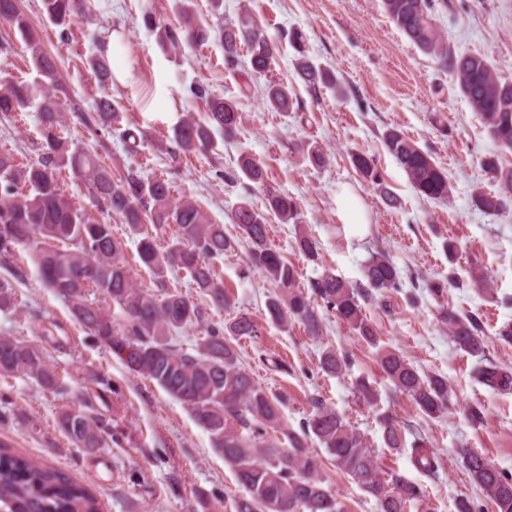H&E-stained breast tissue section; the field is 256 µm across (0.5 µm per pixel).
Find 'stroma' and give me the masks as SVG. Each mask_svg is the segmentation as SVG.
Returning a JSON list of instances; mask_svg holds the SVG:
<instances>
[{
  "instance_id": "1",
  "label": "stroma",
  "mask_w": 512,
  "mask_h": 512,
  "mask_svg": "<svg viewBox=\"0 0 512 512\" xmlns=\"http://www.w3.org/2000/svg\"><path fill=\"white\" fill-rule=\"evenodd\" d=\"M90 21H77L68 38L43 21L41 0H20L21 9L38 23L44 49L55 58L69 96L83 108L101 97L123 108L122 124L146 136L138 154H128L118 136L107 139V163L114 169L142 167L146 175L168 179L175 198L200 205L208 223L235 235L234 212L242 199L261 204V189H248L245 179L229 183L238 171L237 159L247 153L259 160L268 184L297 198L301 224L271 219L268 241L298 273L308 288L324 270L352 284L362 282V265L372 251L391 255L403 278L398 290L371 298L364 312L382 344L399 351L411 364L445 376L454 396L448 414L429 419L410 399L383 379L375 354L360 337L331 313L322 315V332L310 336L300 323L288 330L271 324L265 303L273 285L247 262V245L217 260L216 270L231 297L229 308L211 307L185 271L166 273L169 286L182 290L204 306L210 323L224 325L241 313L259 326L253 337L234 345L241 364L256 382L278 396L284 428L299 432L313 412L312 397L343 415L367 438L379 469L420 484L428 512H455L457 499H470L477 512L492 505L472 483L459 456L460 449L487 457L490 464L512 475V392L498 393L476 383L474 360L450 341L438 321L440 301L481 320L487 354L512 368V344L499 337L512 325V211L484 213L471 197L495 195L500 185L482 170L486 154L495 151L486 126L460 94L448 70L424 54L387 18L382 0H224L225 18L249 7L268 34L280 42V54L267 78L251 80L246 67L226 70L218 41L168 54L155 32L142 20L152 10L160 23L174 26L179 18L174 0H93ZM434 17L450 48L458 54H480L491 60L501 79L512 81V0H434ZM119 34L120 50L108 53L112 71H125V82L100 84L87 61L96 53L100 35ZM303 34V48L325 66L343 87L311 91L294 67L296 51L288 35ZM24 81L36 77L13 30L0 23V77ZM281 79L293 87V109L269 111L262 99L266 79ZM240 101L242 124L230 138L216 136L205 154H169L172 129L185 113L204 111L205 103L191 97L195 85ZM249 97H242L243 87ZM395 127L414 140L448 174L452 193L447 202L420 198L405 172L385 150L381 135ZM38 112L26 109L19 120L0 124V152L18 162L38 156ZM326 155L323 166L307 159L309 145ZM372 158L384 185L373 186L357 174L351 155ZM353 192L364 210L362 224L342 223L336 198ZM308 234L320 244L309 259L297 240ZM457 245L456 260L444 250L446 240ZM480 270L493 293L484 295L471 280ZM455 281L444 299L427 290L426 280ZM16 289V307L0 311V335L34 339L35 318L53 322L61 346L50 354L63 387L42 391L33 380L0 377V441L20 456L60 469L86 486L97 498L100 512H236L243 495L234 473L210 443L208 434L184 406L154 381L130 372L70 316L66 305L42 288L36 268L24 248L0 259V283ZM350 358L338 376L322 372L324 349ZM100 384H92L91 376ZM368 379L376 387V402L360 399L356 384ZM91 396L112 430L108 447L89 455L74 448L57 424L62 407L78 405ZM479 411L481 420L471 418ZM400 420L406 437L422 435L438 459L436 474L419 472L408 454L386 448L380 418ZM319 474L341 501L345 512H377L373 497L343 474L316 442Z\"/></svg>"
}]
</instances>
